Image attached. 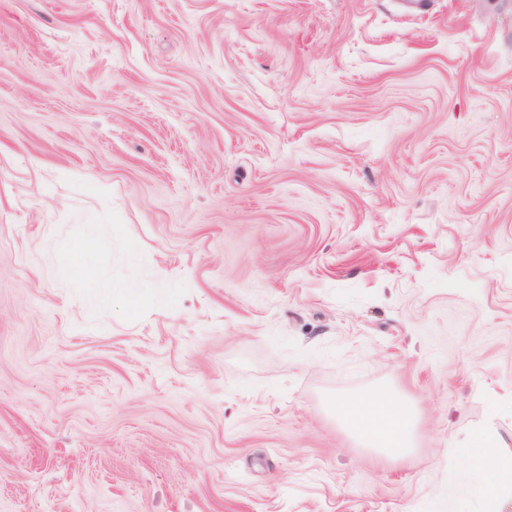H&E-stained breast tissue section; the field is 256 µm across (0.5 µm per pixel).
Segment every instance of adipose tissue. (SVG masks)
<instances>
[{
	"label": "adipose tissue",
	"mask_w": 512,
	"mask_h": 512,
	"mask_svg": "<svg viewBox=\"0 0 512 512\" xmlns=\"http://www.w3.org/2000/svg\"><path fill=\"white\" fill-rule=\"evenodd\" d=\"M332 411L362 446L373 449L381 458H405L415 445L416 409L407 400L394 397L388 389L377 388L336 399ZM452 456L458 463L480 472V493L489 512H505L498 492L503 466L494 443L470 438L453 448Z\"/></svg>",
	"instance_id": "1"
}]
</instances>
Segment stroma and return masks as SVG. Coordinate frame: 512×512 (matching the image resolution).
Here are the masks:
<instances>
[{
	"instance_id": "obj_1",
	"label": "stroma",
	"mask_w": 512,
	"mask_h": 512,
	"mask_svg": "<svg viewBox=\"0 0 512 512\" xmlns=\"http://www.w3.org/2000/svg\"><path fill=\"white\" fill-rule=\"evenodd\" d=\"M388 386L417 446L358 445ZM512 457V0H0V512H486ZM332 411L364 448H372L381 458L403 459L415 447L416 409L386 388L337 398ZM496 445L490 440L477 443L469 438L452 448V456L458 463L481 473L480 493L485 498L489 512H509L503 508L499 497V484L503 466Z\"/></svg>"
}]
</instances>
